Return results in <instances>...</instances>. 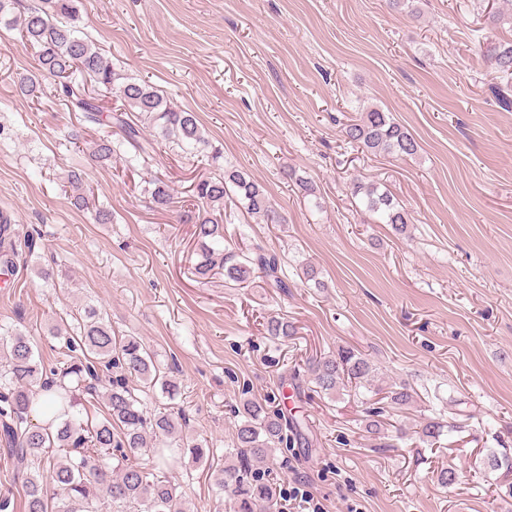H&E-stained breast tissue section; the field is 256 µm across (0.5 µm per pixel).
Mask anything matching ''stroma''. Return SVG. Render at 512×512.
<instances>
[{
	"mask_svg": "<svg viewBox=\"0 0 512 512\" xmlns=\"http://www.w3.org/2000/svg\"><path fill=\"white\" fill-rule=\"evenodd\" d=\"M417 15L389 0H83L76 25L123 75L149 81L171 104L195 112L209 145L182 151L161 140L144 165L85 157L106 128L55 97L44 81L22 95L34 51L0 25V214L38 247L0 287V323L26 331L46 365L62 367L57 324L79 306L100 309L121 336H138L180 386L175 399L138 387L148 411L185 413L209 458L185 456L146 471L177 484L190 512H228L214 473L233 447L230 406L241 391L287 398L309 426L308 445L270 463L276 488L307 491L318 512H512L497 494L500 472L481 454L512 447V110L492 86L486 43L512 42L492 25L512 0H414ZM391 112L419 141L413 158L374 155L341 130L362 109ZM86 171L90 208H75L60 178ZM245 170L272 197L275 220L246 215L225 225L234 248L259 243L283 258L287 294L262 279L246 287L216 274L198 282L192 224L180 222L194 183L221 168ZM173 189L152 207L149 182ZM387 189L408 212L406 233L375 223L354 180ZM312 182L315 195L300 181ZM112 212L96 223L95 210ZM59 265L47 285L37 264ZM314 265L323 287L300 278ZM295 328L267 338L268 316ZM350 348L379 367L380 385L410 383L408 410L384 437L368 434L358 399L311 395L306 359ZM462 400L463 429L439 447H418L416 421ZM406 438H397L396 428ZM458 474L443 487L436 473Z\"/></svg>",
	"mask_w": 512,
	"mask_h": 512,
	"instance_id": "stroma-1",
	"label": "stroma"
}]
</instances>
